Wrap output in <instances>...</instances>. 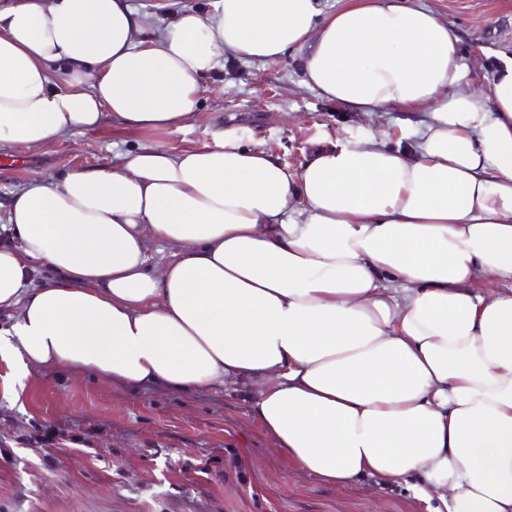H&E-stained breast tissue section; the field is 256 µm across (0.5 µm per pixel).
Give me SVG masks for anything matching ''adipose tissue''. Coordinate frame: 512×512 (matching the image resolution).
I'll use <instances>...</instances> for the list:
<instances>
[{
  "instance_id": "obj_1",
  "label": "adipose tissue",
  "mask_w": 512,
  "mask_h": 512,
  "mask_svg": "<svg viewBox=\"0 0 512 512\" xmlns=\"http://www.w3.org/2000/svg\"><path fill=\"white\" fill-rule=\"evenodd\" d=\"M216 10L164 24L129 0L0 8V144L57 142L107 112L131 132L185 126L225 55L298 49L305 85L348 111L421 110L407 146L346 136L291 173L224 138L29 185L0 227V311L16 313L0 356L22 378L242 383L276 448L327 482L412 478L445 512H512V57L475 89L421 0ZM39 262L54 278L35 281Z\"/></svg>"
}]
</instances>
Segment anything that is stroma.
<instances>
[{"instance_id":"1","label":"stroma","mask_w":512,"mask_h":512,"mask_svg":"<svg viewBox=\"0 0 512 512\" xmlns=\"http://www.w3.org/2000/svg\"><path fill=\"white\" fill-rule=\"evenodd\" d=\"M172 21L204 19L217 0H131ZM458 38L474 84L487 90L512 55V0H423ZM303 51L224 65L202 80L199 116L186 127L129 132L100 126L26 148L0 145V201L36 182L114 164L136 146L172 151L233 136L271 149L299 170L309 152L344 134L398 138L404 112H346L303 83ZM0 512H427L408 483L364 477L330 485L288 462L254 416L242 385L196 391L136 389L81 371L17 378L0 356Z\"/></svg>"}]
</instances>
